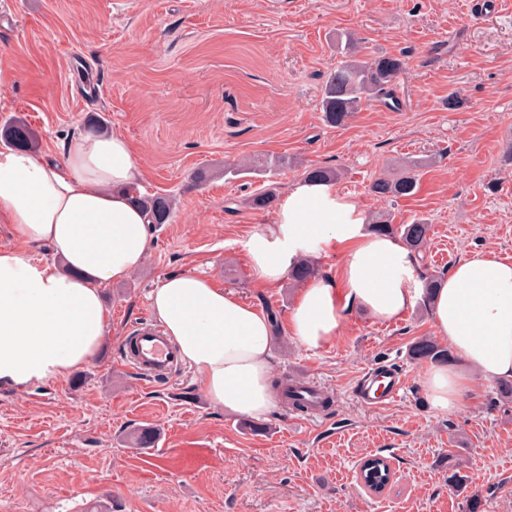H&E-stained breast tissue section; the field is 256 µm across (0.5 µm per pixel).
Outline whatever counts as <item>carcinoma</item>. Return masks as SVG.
Here are the masks:
<instances>
[{
  "mask_svg": "<svg viewBox=\"0 0 512 512\" xmlns=\"http://www.w3.org/2000/svg\"><path fill=\"white\" fill-rule=\"evenodd\" d=\"M346 60L339 63L328 76L322 90L321 106L328 123L341 126L361 109L363 102L373 98H387L393 94V83L401 72V59L386 57L368 62L354 54V38L346 39ZM4 139L17 148L27 149L36 145L34 132L21 122H9L3 126ZM288 165V157L271 155L250 162L244 167H227L225 172L234 174H264ZM428 166L425 160L407 161L397 165L393 172L375 179L370 192L380 199H397L415 193L419 185L418 170ZM129 193L150 215L151 225L157 226L169 221L172 201L161 195H143L136 188ZM278 199L275 185L251 196L246 205L252 209L272 207ZM370 231L377 235L394 237L414 253H420L425 245L430 225L424 221L412 224L393 223L388 213H378L368 224ZM318 269L307 259H299L291 268L289 279L295 284H304L316 277ZM408 355L413 360L444 362L450 358L448 348L441 346L430 337L416 339L409 347ZM156 434L150 427L139 428L133 437L138 448H151L155 445Z\"/></svg>",
  "mask_w": 512,
  "mask_h": 512,
  "instance_id": "carcinoma-1",
  "label": "carcinoma"
}]
</instances>
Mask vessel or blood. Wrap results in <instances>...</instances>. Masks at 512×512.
<instances>
[{"mask_svg": "<svg viewBox=\"0 0 512 512\" xmlns=\"http://www.w3.org/2000/svg\"><path fill=\"white\" fill-rule=\"evenodd\" d=\"M124 360L148 380L172 378L181 368L178 353L161 327L140 324L124 347ZM405 388L401 372L389 366H373L362 375L355 396L365 407L374 408L396 401Z\"/></svg>", "mask_w": 512, "mask_h": 512, "instance_id": "vessel-or-blood-1", "label": "vessel or blood"}]
</instances>
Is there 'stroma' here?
<instances>
[{
	"label": "stroma",
	"mask_w": 512,
	"mask_h": 512,
	"mask_svg": "<svg viewBox=\"0 0 512 512\" xmlns=\"http://www.w3.org/2000/svg\"><path fill=\"white\" fill-rule=\"evenodd\" d=\"M363 60L397 57L389 99L363 104L345 125L326 123L322 87L342 61L338 33ZM0 125L26 123L38 147L61 157L72 134L103 119L132 144L141 193L173 196L153 228L144 265L103 290L112 330L77 379L19 393L0 386V512H512V399L475 381L469 404L436 413L410 344L434 336L416 302L387 323L357 316L334 342L306 349L289 315L300 289L260 285L246 243L272 211L244 201L263 186L225 165L286 155L274 175L286 193L308 169L339 171L340 194L367 215L430 224L420 274L450 270L490 248L512 260V0H0ZM456 107H449V97ZM432 158L417 192H368L404 158ZM215 176L199 184L198 168ZM233 290L277 324L273 385L312 382L328 407L307 414L276 403L255 434L248 418L208 401L182 368L148 381L126 368L125 336L153 322L148 295L173 272ZM406 377L394 403L366 408L353 395L375 364ZM157 429L153 447L132 432ZM392 466L381 493L359 465ZM467 482H448L449 459Z\"/></svg>",
	"instance_id": "obj_1"
}]
</instances>
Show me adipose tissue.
Segmentation results:
<instances>
[{
    "label": "adipose tissue",
    "instance_id": "adipose-tissue-1",
    "mask_svg": "<svg viewBox=\"0 0 512 512\" xmlns=\"http://www.w3.org/2000/svg\"><path fill=\"white\" fill-rule=\"evenodd\" d=\"M140 178L129 142L113 132L75 135L59 161L0 150V223L20 241L0 247V386L24 391L65 379L97 354L110 326L103 288L128 279L150 250L148 215L128 193ZM332 243L343 250L336 274L309 281L289 316L309 349L336 340L352 316L397 319L420 293L415 256L369 232L364 209L330 182H294L247 252L257 281L273 287L311 246ZM42 246L52 260L32 259ZM148 301L215 408L267 418L272 329L261 311L191 272L167 275ZM429 310L451 354L423 371L433 410L464 409L475 377L512 380V261L489 249L468 252Z\"/></svg>",
    "mask_w": 512,
    "mask_h": 512
}]
</instances>
